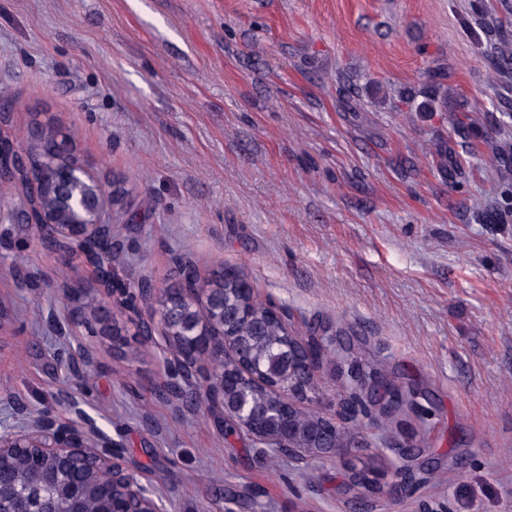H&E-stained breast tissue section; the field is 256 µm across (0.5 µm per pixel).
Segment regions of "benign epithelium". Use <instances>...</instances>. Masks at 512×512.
<instances>
[{
  "mask_svg": "<svg viewBox=\"0 0 512 512\" xmlns=\"http://www.w3.org/2000/svg\"><path fill=\"white\" fill-rule=\"evenodd\" d=\"M45 127L31 128L27 140L17 143L0 136V178L8 175L19 180L26 193V223L36 235L48 238L58 253L79 255L93 270L100 294L109 298L102 303L88 296L83 288H69L65 293L63 314L52 311L47 321L58 335H70L78 325L95 327L100 336L123 335L112 316V253L115 241L109 221L111 208L117 205L116 189L104 186L93 171L76 156L68 133L55 129V135H43ZM187 257L176 259L177 277L167 285L175 297L166 305H157L159 289H137L134 301L155 305L154 313L136 322L135 335L144 343L162 345L171 350L172 364L180 385L194 391V400L221 424L224 409L232 407L231 387L236 373H227L217 364V351L224 347V298L205 297L204 288L213 273L201 277L184 275ZM187 336L194 341L191 352L171 349L172 336ZM210 361L207 383L198 388L196 379L202 359ZM95 360L92 347L77 343L69 347L62 364L70 374L82 377ZM11 424L0 432V475L19 466L26 472L52 477L49 488L35 498L19 490L12 482L0 480V512H85V503L95 501V512H163L155 492L139 482L121 456L113 451L112 437L91 422L62 421L51 413L33 414L25 404L13 402ZM240 427L255 442L275 451L284 449L299 456L322 449L336 436V427L320 426L310 432L297 448L278 434L262 435L249 423Z\"/></svg>",
  "mask_w": 512,
  "mask_h": 512,
  "instance_id": "1",
  "label": "benign epithelium"
}]
</instances>
